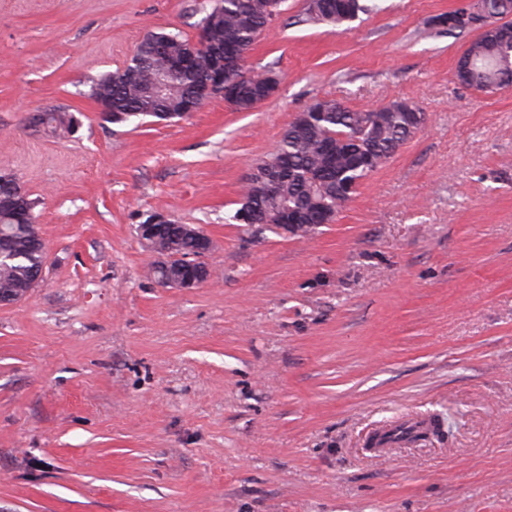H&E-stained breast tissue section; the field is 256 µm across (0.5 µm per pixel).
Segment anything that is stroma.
Wrapping results in <instances>:
<instances>
[{"label": "stroma", "instance_id": "stroma-1", "mask_svg": "<svg viewBox=\"0 0 512 512\" xmlns=\"http://www.w3.org/2000/svg\"><path fill=\"white\" fill-rule=\"evenodd\" d=\"M343 30L285 0L249 112L112 124L91 87L210 0H0V169L36 199L44 281L0 305V512H512V90L454 82L468 0H365ZM319 99L426 125L306 236L233 219L242 179ZM81 116L56 138L33 113ZM214 241L165 288L136 227ZM436 431L380 451L381 427ZM205 235L209 242L208 250L201 255L188 257L182 260L183 280L178 288H195L201 285L200 280L196 278L195 269L200 263L206 262V257L213 251L214 247L211 238L207 234ZM191 258L193 259L191 260Z\"/></svg>", "mask_w": 512, "mask_h": 512}]
</instances>
